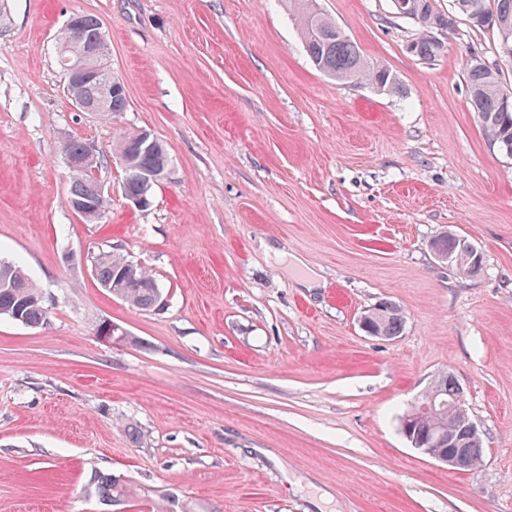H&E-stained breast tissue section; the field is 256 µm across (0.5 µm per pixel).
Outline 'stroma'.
<instances>
[{
    "mask_svg": "<svg viewBox=\"0 0 512 512\" xmlns=\"http://www.w3.org/2000/svg\"><path fill=\"white\" fill-rule=\"evenodd\" d=\"M315 5L399 92L317 70L288 0H5L0 260L49 321L0 317V512H512V157L466 77L476 58L512 91V62L453 0H435L455 32L432 61L390 0ZM75 14L109 34L127 103L108 119L65 95L55 41ZM141 130L171 157L145 209L113 151ZM72 137L111 198L95 224L68 206ZM448 229L482 252L478 276L435 259ZM103 250L165 307L101 288ZM382 301L406 313L397 338L360 328ZM104 320L130 342L96 337ZM444 372L484 443L469 471L401 431ZM97 472L128 496L104 504ZM93 267L101 288L112 294L109 289L120 286L112 287V284L123 278L130 286L122 288L124 299L121 300L141 311L156 310L157 298L159 295L163 296V293L154 276L148 271L129 267L123 257L111 251H102L93 257Z\"/></svg>",
    "mask_w": 512,
    "mask_h": 512,
    "instance_id": "1",
    "label": "stroma"
}]
</instances>
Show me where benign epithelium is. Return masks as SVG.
Masks as SVG:
<instances>
[{"label": "benign epithelium", "instance_id": "7a95c632", "mask_svg": "<svg viewBox=\"0 0 512 512\" xmlns=\"http://www.w3.org/2000/svg\"><path fill=\"white\" fill-rule=\"evenodd\" d=\"M57 46L62 51H67L73 46L79 48L78 57L73 60L72 65L68 68L66 77V94L71 105L81 112H112V73L105 70L102 66L94 68L87 65L89 60L100 61L105 58L108 45L100 37L90 39L84 37L78 18L74 16L67 22L65 28L59 34ZM91 81L96 82L103 89V96L95 105L89 103L85 96V87ZM168 169L169 163L166 162L156 168L134 169L128 172V177L136 180L141 186L140 194L126 196L129 203L137 208L148 207L151 202L153 186L166 177ZM472 256L480 257V252L473 246L468 248V253H463L457 257L449 254L435 253V257L439 262L458 268L464 266L468 258ZM96 336L106 342L127 343L131 341V336L126 331L110 321H104L97 326ZM441 406H443V403L437 402V396H431L426 393L417 399L413 410L419 415H434L437 408ZM402 430L412 446L421 454L452 470L458 466L457 461L448 454V450L442 447L443 440L441 437H437L433 433L419 432L412 420L405 421Z\"/></svg>", "mask_w": 512, "mask_h": 512}]
</instances>
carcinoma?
Here are the masks:
<instances>
[{"label": "carcinoma", "mask_w": 512, "mask_h": 512, "mask_svg": "<svg viewBox=\"0 0 512 512\" xmlns=\"http://www.w3.org/2000/svg\"><path fill=\"white\" fill-rule=\"evenodd\" d=\"M413 12L405 14L418 27L419 32L407 44V51L421 60L436 58L443 49L442 43L433 36L435 31H447L454 27V19L436 10L434 0H407ZM460 13L466 15L477 27L496 32L502 40L497 21L504 19L512 24V0H456ZM290 8L298 18L301 36L307 55L325 75L339 82H370L383 90L396 92L397 78L384 68L368 64L357 44L327 15L308 8L307 0H290ZM467 82L471 105L486 134L498 145L501 152L512 157V109H504L501 102V81L496 71L484 63L473 60L467 65ZM116 154L124 158L129 168H154L167 155L165 147L144 149L138 145L137 135L123 136L116 144ZM70 196H85L101 211H106L109 200L100 181L81 168L71 170ZM436 245L444 253H459L468 242L446 232L437 238ZM95 277L102 288L112 287L123 279L129 287L122 289L124 302L141 311L156 310L161 288L148 271L130 267L126 260L110 251H102L93 257ZM30 327H41L49 319L48 307L42 291L28 278L24 271L0 260V317ZM403 310L391 302L380 303L379 315L370 320V328L377 336L395 338L405 327ZM434 388L445 404H453L461 398L462 391L455 376L444 373L437 379ZM466 421L452 409H445L440 430L445 433H463ZM449 452L460 457L458 470L469 471L477 467L484 455L480 438L464 439ZM98 495L107 502L120 500L129 492L125 479L99 473L95 476Z\"/></svg>", "instance_id": "obj_1"}]
</instances>
